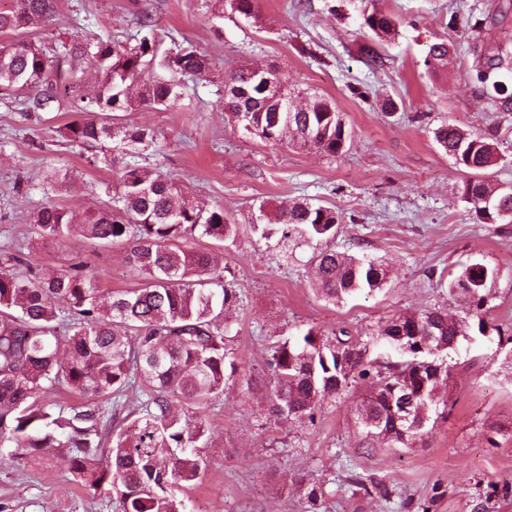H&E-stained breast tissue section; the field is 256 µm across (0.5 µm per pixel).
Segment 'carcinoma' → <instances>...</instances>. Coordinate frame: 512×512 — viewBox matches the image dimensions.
<instances>
[{"instance_id":"obj_1","label":"carcinoma","mask_w":512,"mask_h":512,"mask_svg":"<svg viewBox=\"0 0 512 512\" xmlns=\"http://www.w3.org/2000/svg\"><path fill=\"white\" fill-rule=\"evenodd\" d=\"M230 14L259 21L258 0H225ZM59 0H10L0 9V93L22 94L27 113L45 112L69 102L76 117L56 130L78 145L117 142L148 145L153 131L117 122L120 112L145 105L167 110L183 96L181 77L208 73L213 62L193 47L179 44L160 51L153 20L139 18L140 37L130 44L115 39L58 38L48 48L29 38L55 19ZM364 27L382 39L393 19L375 10ZM450 48L429 45L425 66H448ZM90 63L97 84L82 95ZM158 68L162 74L144 80ZM512 70L506 50L487 58L481 92L495 93L500 109L512 111V95L495 79ZM224 120L272 143L295 141L294 132L309 131L303 148L329 155L341 153L347 135L333 101L321 95L288 93L290 112H270L251 68L230 72L224 80ZM436 142L453 159L460 198L484 224H512V185L494 184L484 171L497 163L493 135L438 128ZM69 179L68 170L48 165L45 185ZM120 207L104 206L80 218L65 207L43 206L31 219L41 242L61 241L76 232L102 246L122 245L139 287L104 297L96 274L80 263L50 270L23 253L0 250V447L44 452L66 451L76 484L89 491L116 492L120 512H185L178 492L200 477L205 461L199 442L208 428L196 409L224 394L226 371L236 373L226 349L227 311L240 295L224 284L223 254L184 245L197 235L222 242L237 226L221 205H210L182 190L169 175L143 167L121 168ZM259 223H275L282 235L317 239L312 282L315 293L336 303L387 285L389 269L379 258L338 252L329 246L341 216L335 209L306 199L279 204L274 217L264 205ZM493 271L480 263L464 266L448 281V294L471 302L481 318L482 294ZM471 326L446 309L399 313L369 337L391 347H407L406 360L369 357L368 344L348 332L312 326L301 338L274 347L271 376L263 384L268 420L313 418L327 399L353 383L371 388L358 407L366 436L410 448L442 418L441 395L449 366L418 368L416 362L448 355L469 338ZM56 386L78 398L54 408L38 401ZM140 391L139 406L120 417L123 398Z\"/></svg>"}]
</instances>
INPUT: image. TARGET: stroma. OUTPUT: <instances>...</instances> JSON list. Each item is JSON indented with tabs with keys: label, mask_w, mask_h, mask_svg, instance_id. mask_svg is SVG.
Segmentation results:
<instances>
[{
	"label": "stroma",
	"mask_w": 512,
	"mask_h": 512,
	"mask_svg": "<svg viewBox=\"0 0 512 512\" xmlns=\"http://www.w3.org/2000/svg\"><path fill=\"white\" fill-rule=\"evenodd\" d=\"M219 0H62L41 42L74 32L121 41L149 14L160 34L187 40L214 61L186 76L189 97L167 110L128 112L130 126L153 129L126 163L174 176L193 196L223 205L236 223L225 239L224 280L241 293L228 313L227 346L237 372L221 401L199 409L209 427L206 469L184 496L186 512H512V224L480 223L454 193L453 161L434 132L455 125L493 132L499 160L489 179L512 184V112L479 92L477 74L497 48L512 51V0H259V22L220 15ZM390 14L386 39L362 31V15ZM484 19L475 27V19ZM453 44L448 69L424 64L430 44ZM383 58L371 67L365 46ZM273 67L282 82L334 101L351 137L343 153L262 141L224 123V80L240 65ZM397 108L385 114L381 105ZM53 119L27 114L0 95V247L21 248L46 268L87 262L103 292L137 288L120 246L81 236L45 245L29 233L30 214L62 204L79 213L115 202L119 174L97 160L99 146L62 139ZM70 172L43 191L41 170ZM308 199L342 216L337 251L381 257L383 290L333 305L314 295L312 244L254 225L259 203ZM481 263L493 272L484 295L487 331L463 341L447 362V416L409 448L366 439L356 408L367 390L352 385L317 409L314 423L261 417V382L275 343L308 327L345 328L359 341L392 315L444 308L465 315L448 294L450 274ZM385 492L365 491L366 479ZM323 494L307 499L312 486ZM0 512H119L116 498L72 480L59 451L0 448Z\"/></svg>",
	"instance_id": "stroma-1"
}]
</instances>
